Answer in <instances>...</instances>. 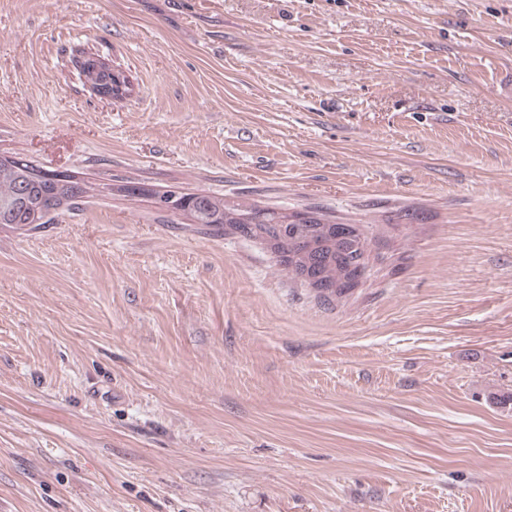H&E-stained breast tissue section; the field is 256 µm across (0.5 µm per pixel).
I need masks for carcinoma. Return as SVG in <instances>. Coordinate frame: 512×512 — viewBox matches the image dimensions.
Masks as SVG:
<instances>
[{"label":"carcinoma","mask_w":512,"mask_h":512,"mask_svg":"<svg viewBox=\"0 0 512 512\" xmlns=\"http://www.w3.org/2000/svg\"><path fill=\"white\" fill-rule=\"evenodd\" d=\"M80 69L100 85L110 78L108 68L94 56H87ZM79 193L69 194L54 189L52 173L25 163L18 168L9 159L0 158V224H29L35 230L47 224L60 209L77 211L89 192L88 184L79 179ZM183 200L180 214L189 217L202 230L228 227L243 235L268 241L275 262L288 270L291 278H299L300 270L309 263L313 272L330 286L342 280L349 266L366 267L367 238L349 250L336 241V222L311 210L299 212L256 203L227 201L222 196L203 192L174 191Z\"/></svg>","instance_id":"obj_1"}]
</instances>
